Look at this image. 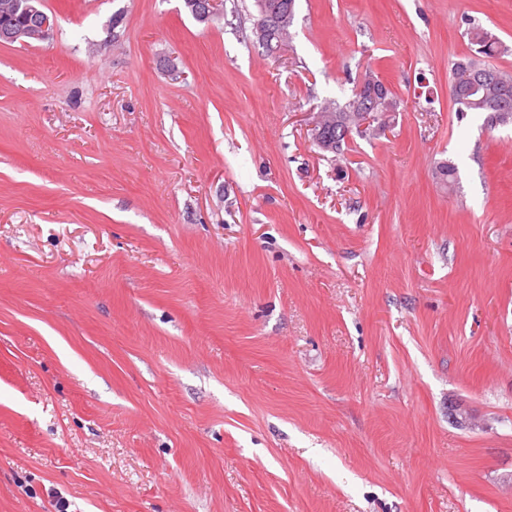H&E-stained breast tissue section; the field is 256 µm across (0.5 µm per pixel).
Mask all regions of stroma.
<instances>
[{"mask_svg":"<svg viewBox=\"0 0 512 512\" xmlns=\"http://www.w3.org/2000/svg\"><path fill=\"white\" fill-rule=\"evenodd\" d=\"M45 6L0 43V512H512V124L448 92L512 0H296L276 58L254 0ZM369 69L393 125L320 150ZM10 4L2 5L0 13L1 19L4 21L0 29L1 43H19L21 45L30 46L33 43L42 42L48 39L56 27V18L52 13L45 11L43 0H14ZM21 10V13L32 17L34 24L25 27H13L8 24L12 17L11 12ZM25 16L17 15L13 19L16 20L15 25H25L31 20ZM2 38L5 40L3 41ZM183 2L196 21L206 23H210L215 16L223 12L224 8L223 0H183Z\"/></svg>","mask_w":512,"mask_h":512,"instance_id":"stroma-1","label":"stroma"}]
</instances>
